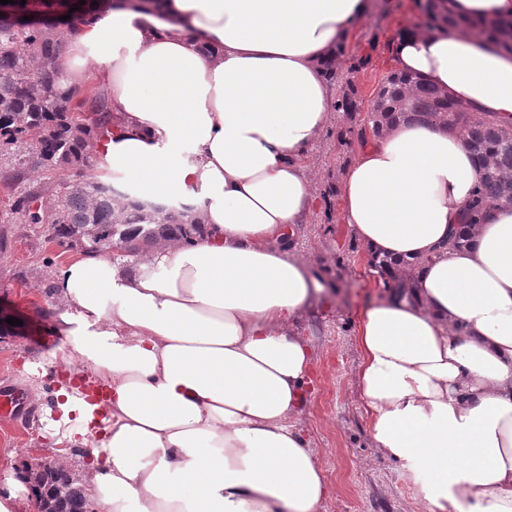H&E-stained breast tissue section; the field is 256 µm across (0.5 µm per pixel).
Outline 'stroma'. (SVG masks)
Listing matches in <instances>:
<instances>
[{
  "instance_id": "stroma-1",
  "label": "stroma",
  "mask_w": 512,
  "mask_h": 512,
  "mask_svg": "<svg viewBox=\"0 0 512 512\" xmlns=\"http://www.w3.org/2000/svg\"><path fill=\"white\" fill-rule=\"evenodd\" d=\"M385 16L367 15L349 39L353 54H362L361 34L378 28L380 42H388L413 16L412 0H388ZM343 113H331L305 165L312 175L315 205L292 239L291 254L309 270L322 275L324 291L316 295L297 324L311 346L314 384L294 419L311 442L317 461L336 490L322 512H420L413 484L400 464L375 448L368 420L356 398V370L361 351L357 339L364 307L385 290L369 275L367 252L351 229L339 221L342 200L324 197L325 186L336 178V129ZM0 228L12 247L0 255V304L37 318L54 331L47 293L53 269L67 257L65 250L46 241L31 224H18L0 208ZM48 353H34L24 343L0 337V384L10 383L29 394L30 412L14 425L0 426V496L14 494V512H37L36 501L15 491L14 480L27 465L54 464L55 448L46 439V412L54 384L42 378Z\"/></svg>"
}]
</instances>
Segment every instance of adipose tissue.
Here are the masks:
<instances>
[{
    "instance_id": "1",
    "label": "adipose tissue",
    "mask_w": 512,
    "mask_h": 512,
    "mask_svg": "<svg viewBox=\"0 0 512 512\" xmlns=\"http://www.w3.org/2000/svg\"><path fill=\"white\" fill-rule=\"evenodd\" d=\"M367 0H164L76 25L65 80L103 85L121 125L95 176L204 215L194 244L53 274L61 366L104 389L55 392L57 464L88 448L96 512H321L333 494L291 423L311 374L295 327L315 295L290 254L314 206L302 160L333 110L320 64ZM397 71L512 125V59L463 31L396 40ZM477 181L457 134L402 122L341 184L374 254L424 257L408 291L359 318V403L422 512H512V209L445 251Z\"/></svg>"
}]
</instances>
